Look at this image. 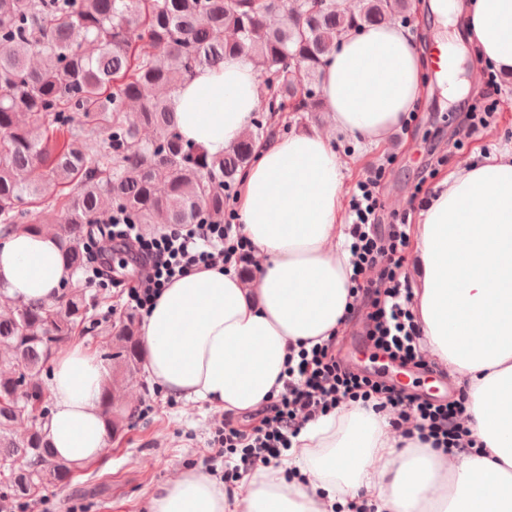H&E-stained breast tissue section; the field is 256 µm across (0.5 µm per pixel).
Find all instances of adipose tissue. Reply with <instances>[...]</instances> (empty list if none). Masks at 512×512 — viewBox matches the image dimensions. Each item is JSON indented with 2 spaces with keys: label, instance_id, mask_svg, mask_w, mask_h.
I'll return each instance as SVG.
<instances>
[{
  "label": "adipose tissue",
  "instance_id": "obj_1",
  "mask_svg": "<svg viewBox=\"0 0 512 512\" xmlns=\"http://www.w3.org/2000/svg\"><path fill=\"white\" fill-rule=\"evenodd\" d=\"M429 8L445 26L464 16L482 60L512 75V0H430ZM422 68L402 27L344 35L322 78L332 133L380 147L420 97ZM173 104L185 140L223 152L261 105L254 62L229 56L221 69L198 70ZM330 135L309 129L259 145L236 199L239 232L255 248L252 277L202 267L155 299L142 325L146 371L172 395L257 409L281 391L291 348L340 329L353 260L344 222L349 164ZM413 254L417 321L430 354L468 394L480 452L439 457L356 404L308 423L281 466L249 474L246 494L186 470L156 489L150 512H330L363 492L377 512H512V151L479 155L436 185ZM69 274L55 235L0 240V291L11 300L53 302ZM104 375L80 343L54 359L45 431L56 456L84 464L106 450ZM293 466L306 481L285 480Z\"/></svg>",
  "mask_w": 512,
  "mask_h": 512
}]
</instances>
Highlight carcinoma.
I'll return each mask as SVG.
<instances>
[{
  "mask_svg": "<svg viewBox=\"0 0 512 512\" xmlns=\"http://www.w3.org/2000/svg\"><path fill=\"white\" fill-rule=\"evenodd\" d=\"M0 0V235L55 233L75 279L50 303L0 315V510L68 481L54 455L39 375L85 332L100 305L81 274L85 241L115 216L142 230L222 224L238 176L290 112L321 109V72L352 30L405 15L411 0ZM257 65L262 97L250 128L219 156L185 140L171 103L198 68L224 57ZM168 89L159 97L156 90ZM49 183L64 193L43 194ZM128 315L102 335V357L129 371L140 357ZM118 350L112 351V345ZM109 433L127 419L107 383ZM31 422L26 434L15 428Z\"/></svg>",
  "mask_w": 512,
  "mask_h": 512,
  "instance_id": "1",
  "label": "carcinoma"
}]
</instances>
